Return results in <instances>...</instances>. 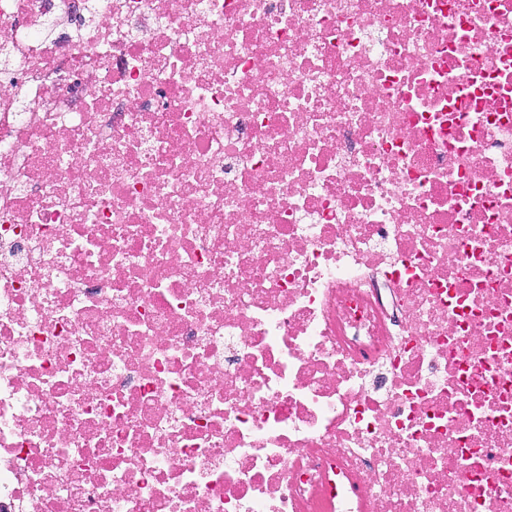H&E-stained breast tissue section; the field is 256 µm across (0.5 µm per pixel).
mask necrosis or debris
<instances>
[{"label": "necrosis or debris", "instance_id": "necrosis-or-debris-1", "mask_svg": "<svg viewBox=\"0 0 512 512\" xmlns=\"http://www.w3.org/2000/svg\"><path fill=\"white\" fill-rule=\"evenodd\" d=\"M0 512H512V0H0Z\"/></svg>", "mask_w": 512, "mask_h": 512}]
</instances>
